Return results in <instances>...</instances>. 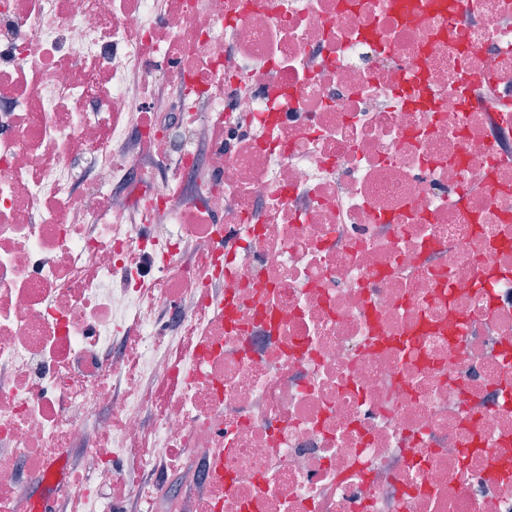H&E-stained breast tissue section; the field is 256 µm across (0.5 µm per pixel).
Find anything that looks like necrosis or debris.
I'll use <instances>...</instances> for the list:
<instances>
[{"instance_id":"1","label":"necrosis or debris","mask_w":512,"mask_h":512,"mask_svg":"<svg viewBox=\"0 0 512 512\" xmlns=\"http://www.w3.org/2000/svg\"><path fill=\"white\" fill-rule=\"evenodd\" d=\"M66 448L82 512H512V0H0V512Z\"/></svg>"}]
</instances>
